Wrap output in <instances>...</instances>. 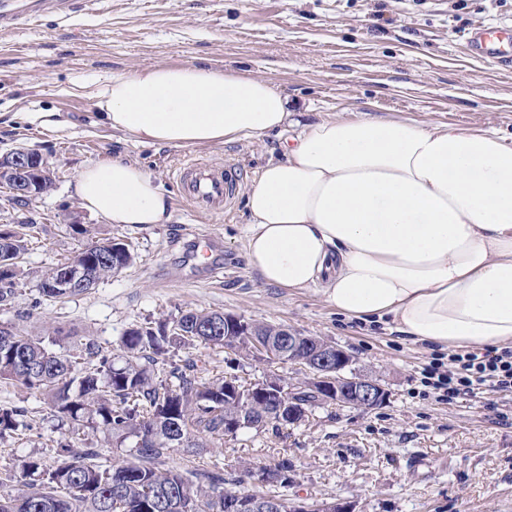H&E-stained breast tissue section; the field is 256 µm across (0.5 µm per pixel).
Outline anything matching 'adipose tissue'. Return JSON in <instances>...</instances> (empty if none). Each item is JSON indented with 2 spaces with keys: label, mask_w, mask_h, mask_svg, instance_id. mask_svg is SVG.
<instances>
[{
  "label": "adipose tissue",
  "mask_w": 512,
  "mask_h": 512,
  "mask_svg": "<svg viewBox=\"0 0 512 512\" xmlns=\"http://www.w3.org/2000/svg\"><path fill=\"white\" fill-rule=\"evenodd\" d=\"M113 130L200 146L280 133V160L246 194L248 264L350 319L443 348H512V142L387 117L324 118L295 135L269 79L155 64L96 91ZM82 207L114 224H166L172 203L122 159L84 165Z\"/></svg>",
  "instance_id": "1"
}]
</instances>
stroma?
I'll return each instance as SVG.
<instances>
[{"label":"stroma","mask_w":512,"mask_h":512,"mask_svg":"<svg viewBox=\"0 0 512 512\" xmlns=\"http://www.w3.org/2000/svg\"><path fill=\"white\" fill-rule=\"evenodd\" d=\"M496 25L512 26V0H98L90 10L0 32V156L36 150L56 175L53 190L24 207L10 204L0 184V225L26 222L38 231L22 260L23 285L12 308L0 310V323L32 335L51 323L106 352L127 328L189 309L325 338L385 385L381 406L312 408L276 430L207 439L206 451L195 455L173 449L170 466L242 469L285 456L294 465L290 493L303 500L352 502L356 512H512V393L436 402L421 379L440 348L341 316L317 292L267 286L249 268L245 197L277 155L275 134L204 146L144 144L106 125L92 97L112 77L145 65L205 61L272 80L305 122L389 116L512 140V66L467 45L469 32ZM43 112L53 113L54 125L39 124ZM189 156L240 168L231 211L194 212L183 202L171 171ZM109 158L132 161L155 178L173 203L169 223L113 224L80 205L72 190L80 168ZM75 224L89 236L74 234ZM207 237L221 258L213 274L186 262ZM109 238L131 245L133 265L81 295L41 300V274L87 241ZM188 358L200 378L231 375L245 387L272 376L303 379L292 365L244 359L219 345L168 356L179 365ZM0 406L25 407L32 418L29 430L0 444V495L17 491L6 469L32 454L53 459L61 444H92L106 467L117 456L103 433L54 428L40 393L0 384Z\"/></svg>","instance_id":"35a3bbf8"}]
</instances>
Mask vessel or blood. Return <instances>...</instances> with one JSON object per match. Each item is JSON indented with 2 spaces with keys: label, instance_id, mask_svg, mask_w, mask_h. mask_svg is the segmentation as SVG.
<instances>
[{
  "label": "vessel or blood",
  "instance_id": "1",
  "mask_svg": "<svg viewBox=\"0 0 512 512\" xmlns=\"http://www.w3.org/2000/svg\"><path fill=\"white\" fill-rule=\"evenodd\" d=\"M80 0H0V31L30 25L44 13L64 14L74 9ZM472 46L496 60L512 63V38L503 39L502 29L493 26L472 33ZM240 173L233 163L218 167L191 159L175 168L173 179L178 192L191 210L213 214L227 212L231 206Z\"/></svg>",
  "mask_w": 512,
  "mask_h": 512
}]
</instances>
